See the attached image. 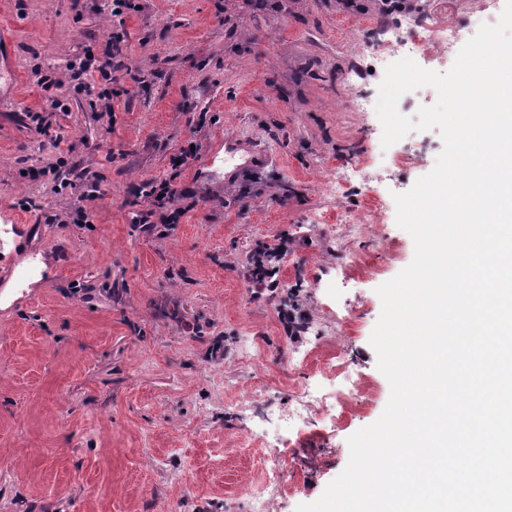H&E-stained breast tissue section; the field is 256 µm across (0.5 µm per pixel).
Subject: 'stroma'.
Listing matches in <instances>:
<instances>
[{
	"label": "stroma",
	"mask_w": 512,
	"mask_h": 512,
	"mask_svg": "<svg viewBox=\"0 0 512 512\" xmlns=\"http://www.w3.org/2000/svg\"><path fill=\"white\" fill-rule=\"evenodd\" d=\"M0 0V512H248L244 480L271 450L263 431L305 387L361 382L339 419L285 459L294 492L280 512L316 501L347 466L348 439L383 413L390 385L370 344L376 293L414 257L394 194L429 173L439 130L363 148L342 196L321 183L353 142L358 94L383 72L354 62L357 29L390 20L340 0ZM479 0H421L437 26H470ZM128 76L112 110L68 86L69 66L102 54L115 29ZM60 139L37 130L34 114ZM182 170L171 158L188 141ZM425 145L381 182L382 155ZM173 180L203 195L165 234L135 224L138 187ZM370 234L325 230L374 199ZM94 214L75 223L78 205ZM281 249V287L307 310L288 336L279 293L255 287L246 257ZM255 341L261 357L246 361ZM267 390L243 419L232 401ZM317 458L312 468L300 459Z\"/></svg>",
	"instance_id": "35a3bbf8"
}]
</instances>
